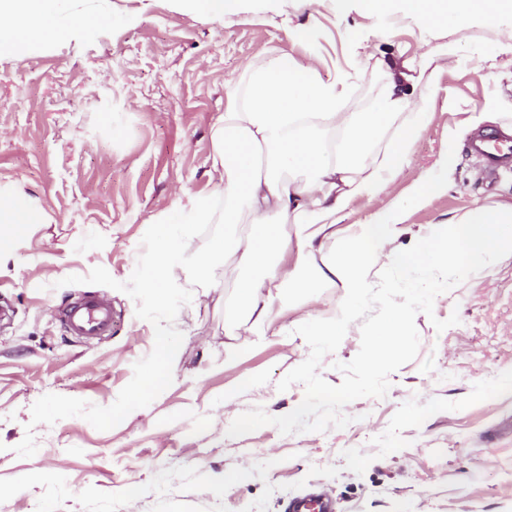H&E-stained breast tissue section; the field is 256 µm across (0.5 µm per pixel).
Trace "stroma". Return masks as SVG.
<instances>
[{
    "instance_id": "obj_1",
    "label": "stroma",
    "mask_w": 512,
    "mask_h": 512,
    "mask_svg": "<svg viewBox=\"0 0 512 512\" xmlns=\"http://www.w3.org/2000/svg\"><path fill=\"white\" fill-rule=\"evenodd\" d=\"M67 38L0 48V190L32 202L37 222L0 260V512H284L321 493L334 512H512V259L482 270L417 314L416 358L385 397L361 398L351 422L284 435L272 425L229 437L260 407L293 411L305 388L279 381L310 349L296 311L224 360L231 319L200 305L206 277H182L191 298L153 308L140 289L155 223L185 194L210 193V129L229 88L269 52L302 58L287 14L248 0L243 15L202 17L179 0H66ZM84 12L94 26L76 24ZM322 80L346 76L345 109L369 111L386 61L438 56L425 96L433 120L390 186L407 197L444 150L447 189L406 209L411 246L433 224L478 205L512 203V175L489 178L465 144L472 110L493 105L512 125V52L495 18L450 23L432 36L403 14L337 16L312 5ZM456 49L458 63L440 58ZM108 299L111 336L71 335L58 311ZM460 322L436 331L433 319ZM177 347L168 383L145 388L157 335ZM232 400H225L227 391ZM130 416L113 421L112 410ZM236 481L223 483L224 474Z\"/></svg>"
}]
</instances>
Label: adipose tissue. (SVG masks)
<instances>
[{
	"label": "adipose tissue",
	"instance_id": "adipose-tissue-1",
	"mask_svg": "<svg viewBox=\"0 0 512 512\" xmlns=\"http://www.w3.org/2000/svg\"><path fill=\"white\" fill-rule=\"evenodd\" d=\"M404 15L428 28H447L453 18L494 17L499 35L512 49V0H399ZM53 0H0V43L62 37ZM292 35L302 58L273 52L247 69L245 88H230L224 111L212 126L211 169L215 192L187 196L179 222L159 221L148 272L140 286L166 307L175 284L187 271L213 272L208 257L187 252L182 238L195 224L233 225L248 221L242 237L220 239L213 251L225 265L251 270L240 280L225 314L239 321L247 336H263L274 318L296 308L300 296L338 288L342 300L331 320L301 312L295 320L305 336L325 342L355 321L359 305L373 288L375 267L493 268L512 256V204L479 205L450 224H435L413 248L397 252L406 205L421 203L448 185L451 155L419 178L407 201L381 195L403 167L410 144L432 120L429 108H410L411 90L428 89L436 69L432 58L420 64L384 62V85L371 111L343 109L346 78L323 81L315 51L319 36L309 24ZM358 196L380 199L371 220L349 235H333L350 202ZM34 205L0 198V257L35 223Z\"/></svg>",
	"mask_w": 512,
	"mask_h": 512
}]
</instances>
